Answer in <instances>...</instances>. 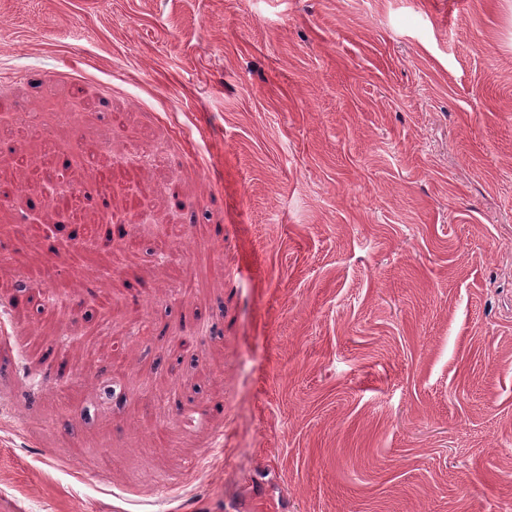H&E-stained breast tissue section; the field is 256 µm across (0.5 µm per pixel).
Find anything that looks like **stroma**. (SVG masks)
I'll list each match as a JSON object with an SVG mask.
<instances>
[{
    "mask_svg": "<svg viewBox=\"0 0 512 512\" xmlns=\"http://www.w3.org/2000/svg\"><path fill=\"white\" fill-rule=\"evenodd\" d=\"M29 112L59 131L0 136V512L512 506V0H0ZM114 219L183 226L195 287Z\"/></svg>",
    "mask_w": 512,
    "mask_h": 512,
    "instance_id": "stroma-1",
    "label": "stroma"
}]
</instances>
